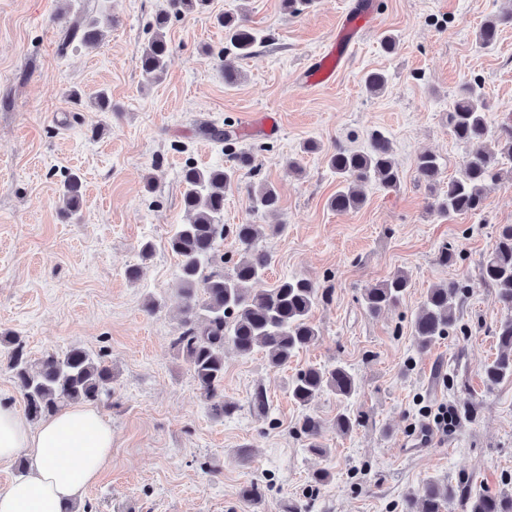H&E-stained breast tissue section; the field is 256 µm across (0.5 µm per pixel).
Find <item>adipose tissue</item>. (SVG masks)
Segmentation results:
<instances>
[{"instance_id":"obj_1","label":"adipose tissue","mask_w":512,"mask_h":512,"mask_svg":"<svg viewBox=\"0 0 512 512\" xmlns=\"http://www.w3.org/2000/svg\"><path fill=\"white\" fill-rule=\"evenodd\" d=\"M25 455L28 474L0 488V512H66L112 459V425L96 408L73 404L31 425L0 400V464Z\"/></svg>"}]
</instances>
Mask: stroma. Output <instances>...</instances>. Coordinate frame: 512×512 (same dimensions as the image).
Here are the masks:
<instances>
[{"label": "stroma", "mask_w": 512, "mask_h": 512, "mask_svg": "<svg viewBox=\"0 0 512 512\" xmlns=\"http://www.w3.org/2000/svg\"><path fill=\"white\" fill-rule=\"evenodd\" d=\"M358 2L314 0L291 16L281 0H213L211 12L171 19L166 75L153 83L138 55L165 0H0V333L21 337L34 360L85 348L116 376L111 405L97 407L112 423V461L79 512H284L296 499L314 500L315 512H403L406 496L432 478L512 490V380L490 385L483 373L503 311L479 275L499 226L512 224V177L487 191L481 215L447 217L429 210L433 192L415 168L429 152L445 177L458 174L466 148L447 115L462 82L481 81L489 125L512 117V26L492 47L476 44L485 19L512 9V0H369L375 20L335 83L306 85L304 68ZM104 9L115 23L95 50L62 48L66 26ZM220 12L245 16L271 37L238 61L233 86L219 59ZM388 35L399 40L396 53L383 49ZM374 69L388 76L376 95L362 83ZM73 89L82 110L67 102ZM102 89L113 111L92 106ZM266 111L277 114L278 132L254 129ZM212 125L241 133V147L254 151L241 188L225 195L224 221L266 225L258 242L270 258L264 285L296 276L329 292L313 313L318 340L288 364L274 368L262 352L225 348L224 396L237 410L224 420L202 404L173 345L183 299L167 247L185 218L181 169L224 158L205 133ZM375 130L391 140L400 184L369 183L361 208L336 214L327 155L337 144L366 149ZM308 141L317 151L304 152ZM65 172L83 180L79 217L70 221L59 214ZM264 182L280 193L272 214L250 210L246 188ZM445 244L456 265L440 264ZM132 266L139 280L127 277ZM399 270L411 280L400 304L367 315L364 288ZM451 281L468 287L458 326L417 352L411 321L426 292ZM335 361L360 379L359 395L341 402L325 394L309 410L297 407L290 378ZM259 389L270 403L265 416L251 406ZM442 406L457 415L444 432L432 426ZM341 412L360 419L347 436L334 424ZM306 413L321 422V453L309 452L300 432ZM422 425L433 429L429 445L403 452ZM242 449L251 454L245 465ZM322 470L331 478L320 485L313 475ZM252 482L269 487L261 502L240 494Z\"/></svg>", "instance_id": "obj_1"}]
</instances>
